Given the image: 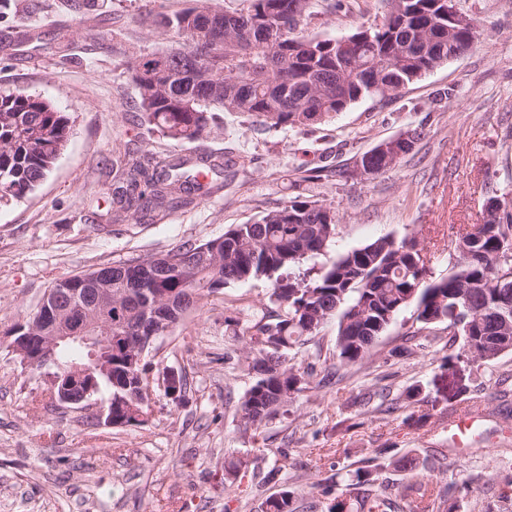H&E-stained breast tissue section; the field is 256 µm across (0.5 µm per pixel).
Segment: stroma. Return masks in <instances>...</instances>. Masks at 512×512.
Masks as SVG:
<instances>
[{"mask_svg": "<svg viewBox=\"0 0 512 512\" xmlns=\"http://www.w3.org/2000/svg\"><path fill=\"white\" fill-rule=\"evenodd\" d=\"M15 2L0 12V90L42 95L73 124L48 177L21 201L0 205V512H262L287 486L297 512H327L368 458L385 485L447 490L448 512H512V497L501 496L512 476V397L498 395L512 355H462L461 338L442 325L427 330L426 349L405 353L406 334L419 327L413 308L396 316L364 365L335 367L330 384L310 383L257 428L242 419L253 375L226 320L267 307L268 280L227 285L157 337L148 362L178 371L186 393L179 402L154 393L140 426L104 425L102 394L81 405L50 402L44 371L21 365L4 339L58 278L200 245L298 193L339 221L311 267L381 237L413 238L427 246L434 276L447 275L449 239L481 223L489 197L512 193V0H460L484 25L480 42L394 96L359 100L305 128L228 112L220 130L194 142L149 129L129 69L134 56L177 45L159 21L192 0H87L77 15L68 0ZM349 4L337 16L312 0L310 32L343 37L381 22V0ZM20 25L36 26L40 39L5 42ZM63 39L76 46L67 58L57 49ZM409 129L421 130L420 139L385 174L299 181L307 169L352 166ZM228 145L239 166L223 191L160 220L132 212L113 222L112 185L129 149L179 157ZM475 401L485 406L480 437L459 458L448 415ZM412 411L423 422L405 424ZM407 454L419 460L412 476L392 465ZM239 457L261 458L262 475L226 485L224 463Z\"/></svg>", "mask_w": 512, "mask_h": 512, "instance_id": "obj_1", "label": "stroma"}]
</instances>
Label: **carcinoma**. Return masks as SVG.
<instances>
[{
	"mask_svg": "<svg viewBox=\"0 0 512 512\" xmlns=\"http://www.w3.org/2000/svg\"><path fill=\"white\" fill-rule=\"evenodd\" d=\"M163 17L183 40L171 50L133 58L130 70L143 121L163 136L192 142L220 128L222 112L255 115L272 127L322 122L367 97L385 98L448 60L470 51L481 37L478 21L457 0H383L381 23L348 35L352 46L307 32L311 0H247L236 12L211 0ZM69 118L43 96L0 91V202L32 193L64 152ZM415 142L389 159L375 150L361 163L377 176L391 170ZM222 155L196 159L145 155L112 190L115 216L134 204L164 212L212 194L216 178L236 162ZM350 179V168L322 166L302 181ZM484 221L451 242L456 270L432 275L424 248L414 238H378L340 255L314 274L292 269L323 254L336 236V213L298 194L255 223L232 224L224 235L159 257L105 266L96 273L112 289V307L95 313L98 332L112 334V379L94 370L90 348L75 341L55 348L57 364L92 368L96 392L112 399V426L143 425L150 405L136 393L148 363H130L129 337L150 326L175 323L191 307L231 283L272 280L262 312L233 335L247 345L254 382L241 403L242 417L261 425L307 384L312 371L295 362L321 326L338 319L336 363L357 365L408 306L423 328L446 323L462 336L472 358L493 361L512 353V201L488 198ZM187 261L181 270L168 259ZM10 332L35 342L50 333L28 313ZM260 459L224 463V479L259 468ZM265 512H295L293 491L265 501ZM358 512H394L385 492H365Z\"/></svg>",
	"mask_w": 512,
	"mask_h": 512,
	"instance_id": "cac0c4a2",
	"label": "carcinoma"
}]
</instances>
